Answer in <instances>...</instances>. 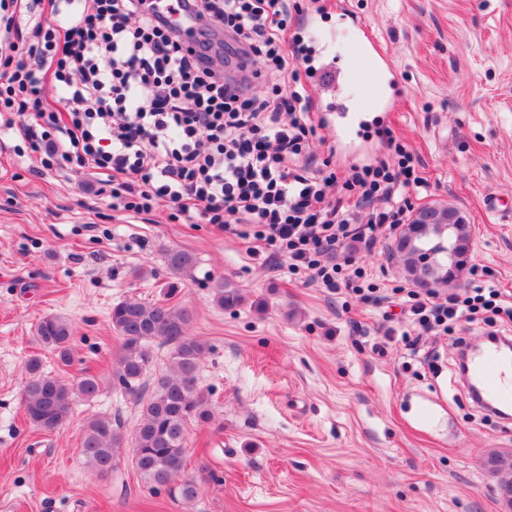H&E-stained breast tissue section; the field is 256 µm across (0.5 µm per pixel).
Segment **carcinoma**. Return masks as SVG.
Instances as JSON below:
<instances>
[{
    "label": "carcinoma",
    "instance_id": "obj_1",
    "mask_svg": "<svg viewBox=\"0 0 512 512\" xmlns=\"http://www.w3.org/2000/svg\"><path fill=\"white\" fill-rule=\"evenodd\" d=\"M446 207L421 209L401 243L394 245L407 279L417 288H432L460 276L468 261L470 230L463 217L443 222ZM423 255L431 262L420 264ZM165 264L180 275L194 264L193 256L180 249L165 253ZM217 305L233 306L244 299L239 289L228 283L215 288ZM192 311L185 306L124 300L112 306L113 330L122 340V353L116 374L134 401L141 406L140 422L131 444L133 463L141 480L153 487H168L185 502L195 500L207 476L185 477L186 435L189 424L211 418L208 397L199 385V364L210 347L189 334ZM37 342L51 350L60 362L71 359L73 329L56 315L43 318L36 328ZM170 347L169 368L157 377L149 395L136 387L152 363L151 346ZM29 378L22 391V407L30 425L41 431H55L71 413L75 396L96 398L102 390L99 377L86 375L78 383L46 375L36 358L28 364ZM125 435L118 417H95L81 430V452L89 469L109 474L117 465Z\"/></svg>",
    "mask_w": 512,
    "mask_h": 512
}]
</instances>
